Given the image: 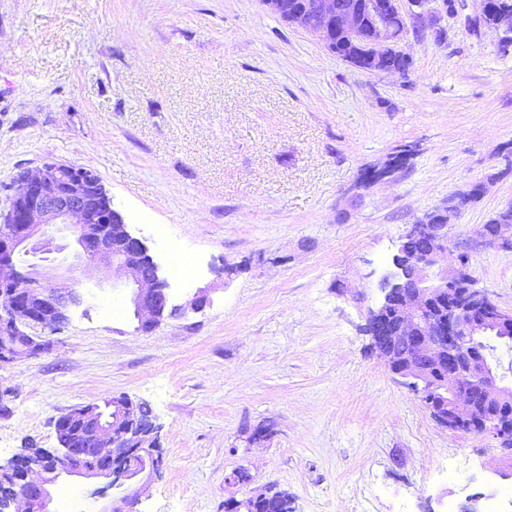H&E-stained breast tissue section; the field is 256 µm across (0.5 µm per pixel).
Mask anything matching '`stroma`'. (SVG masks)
I'll list each match as a JSON object with an SVG mask.
<instances>
[{
  "mask_svg": "<svg viewBox=\"0 0 512 512\" xmlns=\"http://www.w3.org/2000/svg\"><path fill=\"white\" fill-rule=\"evenodd\" d=\"M478 8L441 17L442 41L419 21L402 77L262 0H0V209L22 171L85 167L162 269L158 224L192 269L168 280L181 314L150 333L123 289L73 269L84 301L42 330L49 349L0 366V463L57 447L67 409L125 396L156 415L165 457L135 512H224L271 484L296 512H486L512 491L498 440L437 425L363 330L410 225L482 180L452 235L512 308V251L479 236L512 204V53L466 27ZM402 144L404 170L363 187ZM241 467L251 482L228 484ZM99 486L59 483L55 512H108Z\"/></svg>",
  "mask_w": 512,
  "mask_h": 512,
  "instance_id": "35a3bbf8",
  "label": "stroma"
}]
</instances>
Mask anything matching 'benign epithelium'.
I'll use <instances>...</instances> for the list:
<instances>
[{
  "label": "benign epithelium",
  "mask_w": 512,
  "mask_h": 512,
  "mask_svg": "<svg viewBox=\"0 0 512 512\" xmlns=\"http://www.w3.org/2000/svg\"><path fill=\"white\" fill-rule=\"evenodd\" d=\"M414 19L449 14L446 0H408ZM371 39L364 57L394 40L383 16L402 12L400 0H372ZM292 24L310 32L323 46L343 35L357 36L350 12L336 11V0H316L291 11ZM499 39L512 35V14L503 12L490 26ZM450 204L427 213L411 225L405 239H424L425 248L409 251L400 244L392 258L394 270L380 283L383 294L369 311L365 332L372 348L392 372L419 395L431 418L460 433L488 432L512 452V384L502 365L476 346L483 336L512 341V310L501 308L477 281L468 253L457 254L451 267L438 263L440 254L456 247L449 219L461 211ZM53 227L73 237L76 258L88 280L99 284L112 272L128 290L137 329L153 331L169 304L168 284L143 238L133 234L123 215L93 171L47 163L35 173H21L10 187L7 207L0 212V365L23 353L37 354L49 342L26 332L28 327L54 329L69 320V309L83 302L70 278L60 274L56 286L42 284L41 265L17 269V256L60 253L63 245L44 231ZM482 237L503 251L512 250V223L484 226ZM412 341L414 351L403 360L395 347ZM110 411L97 405L78 406L56 419L57 432L72 443L18 455L0 466V512H11L18 501L27 512H53L51 487L73 477L105 479L124 504L136 496V485L161 476L163 449L158 426L144 425L137 405L112 398Z\"/></svg>",
  "instance_id": "benign-epithelium-1"
}]
</instances>
